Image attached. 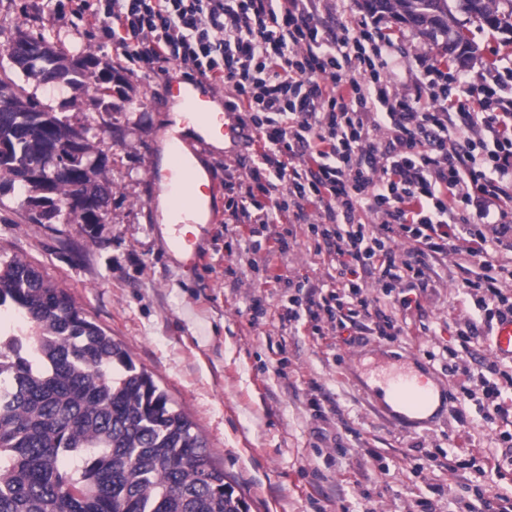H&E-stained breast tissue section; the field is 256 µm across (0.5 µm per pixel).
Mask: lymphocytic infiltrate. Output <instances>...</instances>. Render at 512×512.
I'll use <instances>...</instances> for the list:
<instances>
[{"instance_id": "lymphocytic-infiltrate-1", "label": "lymphocytic infiltrate", "mask_w": 512, "mask_h": 512, "mask_svg": "<svg viewBox=\"0 0 512 512\" xmlns=\"http://www.w3.org/2000/svg\"><path fill=\"white\" fill-rule=\"evenodd\" d=\"M319 0H35L50 22L79 21L149 72L176 63L185 74L230 85L251 156L224 211L248 248L273 231L268 256L285 253L294 225L322 244L328 288L295 282L280 316L289 327L336 330L371 322L394 342L398 310L429 288L434 259L467 262L512 253V100L490 108L491 88L458 84L428 65L410 93L393 90L400 66L367 21L318 27ZM480 97V111L466 109ZM319 213L310 221L309 209ZM246 225H239V218ZM379 290L369 294L365 274ZM464 286L480 322L512 314V268L484 263ZM464 376L465 394L487 421L512 422V385L498 364Z\"/></svg>"}]
</instances>
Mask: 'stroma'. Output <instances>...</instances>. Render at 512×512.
<instances>
[{
  "instance_id": "stroma-1",
  "label": "stroma",
  "mask_w": 512,
  "mask_h": 512,
  "mask_svg": "<svg viewBox=\"0 0 512 512\" xmlns=\"http://www.w3.org/2000/svg\"><path fill=\"white\" fill-rule=\"evenodd\" d=\"M456 18L455 30L476 47L464 68L410 27L380 18L402 61L398 82L414 84L423 64L435 63L449 79L476 86L501 77L502 97L512 98V43L464 13ZM21 33L53 34L57 50L81 48L97 60V73L117 76L101 100L89 89L61 93L34 77L25 82L72 126L97 129L93 145L105 157L97 178L112 193L92 237L75 223H31L20 194L1 193L0 261L16 257L37 267L153 375L249 512H420L423 501L432 512H463L474 485L512 496V469L481 473V461L458 449L464 438L486 455L502 446L497 425L477 413L462 377L448 370L453 351L475 371L493 360L492 336L466 344L456 333L455 319L473 305L454 258L435 264V287L400 312L407 325L397 342L367 329L354 330L347 344L333 330L318 336L306 325L282 327L288 290L263 287L266 264L290 279L329 280L304 225H296L284 255L244 252L224 231L227 193L219 191L216 218L195 240L201 261L185 266L170 246L167 213L150 178L164 150V77L130 68L94 30L57 31L34 17L29 0H0V66L10 67L5 47ZM395 355L416 357L418 370L451 391L450 407L433 423L402 427L368 391L371 367Z\"/></svg>"
}]
</instances>
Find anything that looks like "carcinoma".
<instances>
[{"label":"carcinoma","instance_id":"cac0c4a2","mask_svg":"<svg viewBox=\"0 0 512 512\" xmlns=\"http://www.w3.org/2000/svg\"><path fill=\"white\" fill-rule=\"evenodd\" d=\"M450 0H369L466 65L474 46L454 33ZM488 27L512 33V0H457ZM14 67L58 90L88 87L96 61L58 54L51 41L18 35L7 47ZM0 171L40 211L34 224L104 223L109 184L95 179L91 128L59 118L9 74L0 77ZM77 152L75 167L60 152ZM47 194L34 197L31 192ZM15 305L23 336L0 335V512H248L224 483L192 422L152 376L52 285L35 266L0 265V307Z\"/></svg>","mask_w":512,"mask_h":512}]
</instances>
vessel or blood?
Wrapping results in <instances>:
<instances>
[{
	"instance_id": "1",
	"label": "vessel or blood",
	"mask_w": 512,
	"mask_h": 512,
	"mask_svg": "<svg viewBox=\"0 0 512 512\" xmlns=\"http://www.w3.org/2000/svg\"><path fill=\"white\" fill-rule=\"evenodd\" d=\"M171 108L168 125H191V133H178L171 146L170 162L165 171L154 172L153 180L161 193L177 199L179 205L171 214L172 243L184 251L187 265H195L198 254L194 248L193 227L213 219L212 196L216 185L209 175L200 173L199 149L220 140L228 153L237 152L244 144L239 114L209 81L171 79L166 85ZM496 355L512 360V315L500 319L493 331ZM369 381L383 382L389 388L394 404L404 407L416 425L430 422L429 392L420 390L407 367L385 372H373Z\"/></svg>"
}]
</instances>
